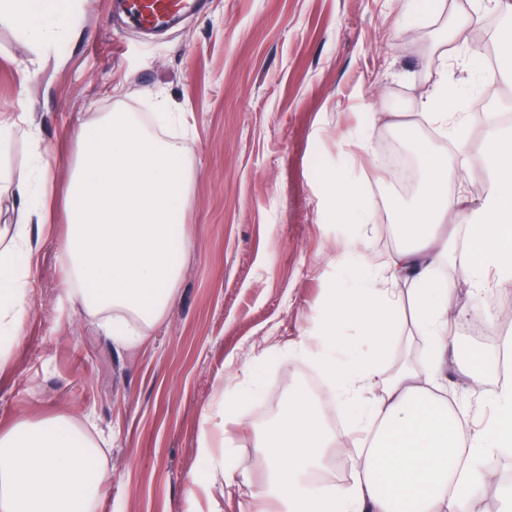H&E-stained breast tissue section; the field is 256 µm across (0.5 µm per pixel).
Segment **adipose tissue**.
Segmentation results:
<instances>
[{
	"instance_id": "1",
	"label": "adipose tissue",
	"mask_w": 512,
	"mask_h": 512,
	"mask_svg": "<svg viewBox=\"0 0 512 512\" xmlns=\"http://www.w3.org/2000/svg\"><path fill=\"white\" fill-rule=\"evenodd\" d=\"M65 2V10L47 6L37 14L35 0H0V25L18 30L34 60H41L82 19L81 0ZM447 95V84H439L420 105L422 118L455 147L440 153L419 145L423 180L412 205L396 214L404 247L379 265L358 241H345L343 253L356 257L359 271L336 288L320 346L308 355L335 389L336 409L348 426L328 428L312 396L295 391L261 444L269 476L248 512H269L272 502L279 512H480L479 490L497 475L492 452L512 446L511 378L493 395L495 423L474 434L446 401L417 383L410 367L392 372L387 364L398 338L397 286L403 282L431 373L441 370L448 353L458 312L453 288L435 275L444 253L436 225H469L465 268L476 293L494 282H512V135L488 118L486 163L493 180L476 208L465 207L448 189L465 166V148L456 141L459 115L438 108ZM27 122L24 112L0 116V146L23 126L33 146L30 174L13 193L14 219L0 225V334L8 337L20 335L26 318L33 230L52 222V164ZM76 143L64 202L65 292L91 313L126 312L153 323L173 298L179 255L190 248L188 238L172 239L189 205L190 167L134 112L102 113L79 127ZM375 217L358 184L337 183V223L369 224ZM347 321L358 328L353 345L336 331ZM375 386L381 392L373 397ZM347 437L363 458L353 482L312 483L309 476L322 467L325 450ZM111 478L98 448L70 425L46 420L0 432V512H95Z\"/></svg>"
}]
</instances>
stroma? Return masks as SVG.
<instances>
[{
	"label": "stroma",
	"mask_w": 512,
	"mask_h": 512,
	"mask_svg": "<svg viewBox=\"0 0 512 512\" xmlns=\"http://www.w3.org/2000/svg\"><path fill=\"white\" fill-rule=\"evenodd\" d=\"M201 12L147 34L128 0H84L83 22L41 63L0 26V113L27 112L54 161L63 200L75 134L97 114H154L166 99L186 124L162 137L193 169L184 231L192 245L169 309L140 325L131 347L112 342L78 301L62 295L63 209L32 260L20 336L0 365V430L63 419L102 450L112 474L98 512H246L267 480L258 442L305 378L318 372L298 349L319 334L325 303L343 268L342 241L357 234L379 261L401 248L399 194L379 156L386 138L407 150L447 139L416 109L434 85L457 87L443 106L462 113L459 139L471 151L480 111L512 103V85L481 82L484 59L473 29L436 61L446 20L459 0H433L412 15L409 0H204ZM36 73L24 78L26 67ZM360 184L377 217L351 228L335 222L337 178ZM453 253L437 268L457 309L481 305L463 274L467 228L441 224ZM436 382L455 409L485 423L460 367L469 350L498 352L469 326L453 328ZM255 390L228 419L224 386ZM224 424L230 448L201 455V411ZM228 464L229 487L194 481Z\"/></svg>",
	"instance_id": "35a3bbf8"
}]
</instances>
